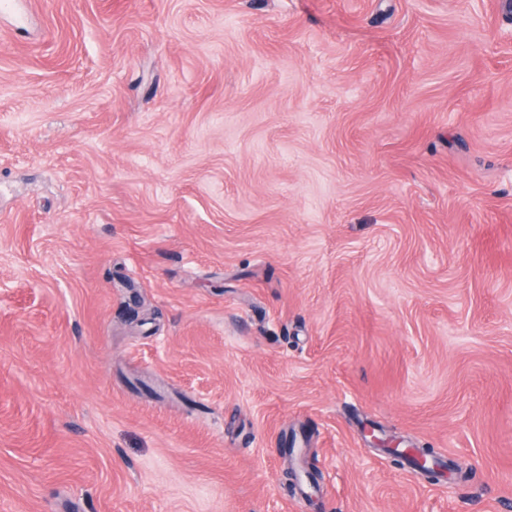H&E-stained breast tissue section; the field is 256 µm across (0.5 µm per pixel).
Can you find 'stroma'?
I'll list each match as a JSON object with an SVG mask.
<instances>
[{
    "mask_svg": "<svg viewBox=\"0 0 512 512\" xmlns=\"http://www.w3.org/2000/svg\"><path fill=\"white\" fill-rule=\"evenodd\" d=\"M31 2L0 512H512V0Z\"/></svg>",
    "mask_w": 512,
    "mask_h": 512,
    "instance_id": "stroma-1",
    "label": "stroma"
}]
</instances>
